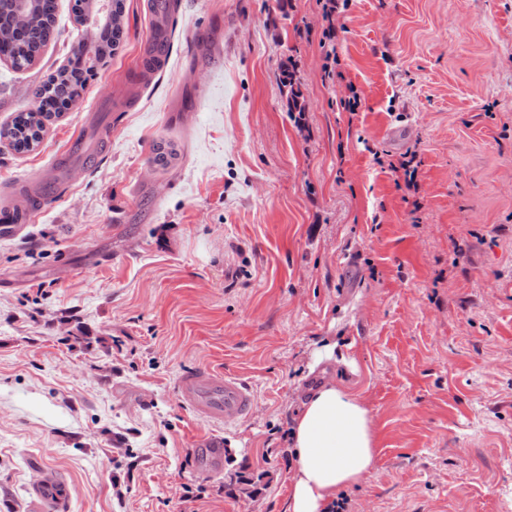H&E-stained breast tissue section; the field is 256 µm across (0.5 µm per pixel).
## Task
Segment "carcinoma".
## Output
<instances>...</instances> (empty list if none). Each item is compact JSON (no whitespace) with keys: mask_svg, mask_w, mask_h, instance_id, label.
<instances>
[{"mask_svg":"<svg viewBox=\"0 0 512 512\" xmlns=\"http://www.w3.org/2000/svg\"><path fill=\"white\" fill-rule=\"evenodd\" d=\"M101 7L100 0H74L72 12L76 20L84 24L89 16L98 14ZM123 7L124 0H112L108 7V18L103 25L110 29L112 40L98 37L94 26L90 28L91 39L72 45L71 54H82L90 47L99 61L111 56L123 36ZM56 8L57 0H0V37L11 45L13 69L20 71L32 66L43 47L55 37ZM76 94L77 86L72 81L69 68L55 69L34 89L35 98L54 100L55 112H19L9 125L0 127V139H8L18 152L34 150L43 139L46 122L68 109Z\"/></svg>","mask_w":512,"mask_h":512,"instance_id":"cac0c4a2","label":"carcinoma"}]
</instances>
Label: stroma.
<instances>
[{
	"label": "stroma",
	"instance_id": "obj_1",
	"mask_svg": "<svg viewBox=\"0 0 512 512\" xmlns=\"http://www.w3.org/2000/svg\"><path fill=\"white\" fill-rule=\"evenodd\" d=\"M170 3L164 67L141 66L154 0H124L39 147L0 142L1 202L97 116V163L0 237V512H31L45 467L68 512H285L291 417L326 376L378 434L350 512H512V0H349L337 85L321 0ZM71 5L29 69L0 59V126L83 37ZM411 148L417 212L372 155ZM199 368L254 393L219 475L176 396ZM124 1L123 0H112V4L108 7V18L105 22L97 24L94 27H90L86 31L87 34L91 31L90 41H79L77 44L71 45V54H84L87 51L88 45H92L91 48L94 50V56L98 61L110 57L114 51L118 48L120 41L123 36V16H124ZM105 25L107 29H110L112 33V41H104L96 35V31L99 26Z\"/></svg>",
	"mask_w": 512,
	"mask_h": 512
}]
</instances>
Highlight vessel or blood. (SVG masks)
I'll use <instances>...</instances> for the list:
<instances>
[{"instance_id":"1","label":"vessel or blood","mask_w":512,"mask_h":512,"mask_svg":"<svg viewBox=\"0 0 512 512\" xmlns=\"http://www.w3.org/2000/svg\"><path fill=\"white\" fill-rule=\"evenodd\" d=\"M33 210L31 199L11 208V223L0 226V234L19 233ZM178 396L182 404L206 423L219 427L233 424L249 415L254 405L249 385L214 369L196 370L184 374L178 381ZM199 470L207 475L224 470L225 443L222 435L214 434L194 448ZM35 512H66L67 488L60 478L44 481L34 491Z\"/></svg>"}]
</instances>
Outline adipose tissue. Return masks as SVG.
<instances>
[{"mask_svg": "<svg viewBox=\"0 0 512 512\" xmlns=\"http://www.w3.org/2000/svg\"><path fill=\"white\" fill-rule=\"evenodd\" d=\"M297 466L286 512H331L342 491L373 468L377 433L362 398L328 381L301 400L288 431Z\"/></svg>", "mask_w": 512, "mask_h": 512, "instance_id": "1", "label": "adipose tissue"}]
</instances>
